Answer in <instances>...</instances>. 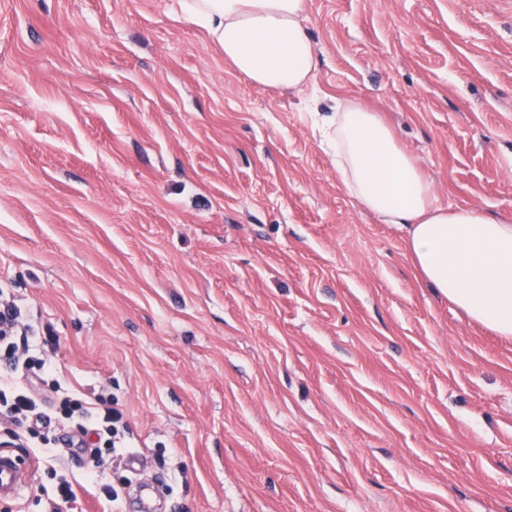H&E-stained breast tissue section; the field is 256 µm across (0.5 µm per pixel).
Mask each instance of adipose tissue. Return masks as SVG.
I'll return each instance as SVG.
<instances>
[{"label": "adipose tissue", "instance_id": "1", "mask_svg": "<svg viewBox=\"0 0 512 512\" xmlns=\"http://www.w3.org/2000/svg\"><path fill=\"white\" fill-rule=\"evenodd\" d=\"M225 60L252 83L306 90L315 45L301 19L306 0H179ZM336 172L365 210L407 227L406 248L421 277L496 334L512 337V224L470 209L448 211L390 127L354 104L330 120Z\"/></svg>", "mask_w": 512, "mask_h": 512}]
</instances>
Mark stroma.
<instances>
[{
  "label": "stroma",
  "instance_id": "obj_1",
  "mask_svg": "<svg viewBox=\"0 0 512 512\" xmlns=\"http://www.w3.org/2000/svg\"><path fill=\"white\" fill-rule=\"evenodd\" d=\"M314 89L254 85L178 0H0V304L44 410L129 431L86 482L52 421L0 512H512V338L421 279L314 125L377 113L439 205L512 222V10L307 0ZM144 460L128 465L130 456ZM14 328V312L7 308L0 311V342L14 362L12 370L16 374L24 375L30 369L29 352L45 345L54 346L56 342L46 337H37L33 331L16 336Z\"/></svg>",
  "mask_w": 512,
  "mask_h": 512
}]
</instances>
